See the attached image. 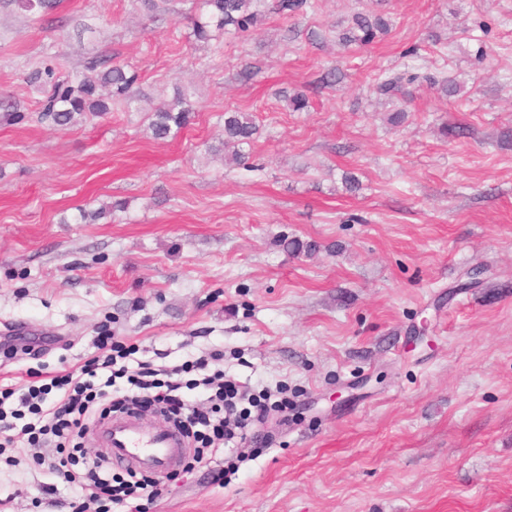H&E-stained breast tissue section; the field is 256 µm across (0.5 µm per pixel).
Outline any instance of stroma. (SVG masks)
Here are the masks:
<instances>
[{
	"label": "stroma",
	"instance_id": "obj_1",
	"mask_svg": "<svg viewBox=\"0 0 512 512\" xmlns=\"http://www.w3.org/2000/svg\"><path fill=\"white\" fill-rule=\"evenodd\" d=\"M311 2L204 43L201 0L154 18L59 0L36 21L0 0V102L24 112L0 121V334L43 340L0 353V391L83 365L105 332L157 366L220 350L226 377L287 384L290 405L236 469L213 454L142 512H512V0ZM358 12L389 32L341 44ZM94 54L137 73L131 106L40 121L27 73ZM411 66L435 84L377 95ZM179 88L193 121L153 139ZM227 111L257 128L241 163ZM49 453L18 430L0 445V512H98Z\"/></svg>",
	"mask_w": 512,
	"mask_h": 512
}]
</instances>
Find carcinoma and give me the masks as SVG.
Masks as SVG:
<instances>
[{
	"instance_id": "1",
	"label": "carcinoma",
	"mask_w": 512,
	"mask_h": 512,
	"mask_svg": "<svg viewBox=\"0 0 512 512\" xmlns=\"http://www.w3.org/2000/svg\"><path fill=\"white\" fill-rule=\"evenodd\" d=\"M15 6L34 16L50 11L55 0H12ZM206 14L193 22V35L200 42H207L214 33H246L255 28L261 14L255 9L254 0H203ZM308 0H275L273 12L288 16L302 11ZM388 31L385 20L376 14L356 13L351 25L342 33L346 43H372L380 34ZM88 74L81 78L61 77L56 68L48 63L35 68L27 75V81L44 91L38 102L40 120L66 128L79 122L88 112L105 115L110 112L106 99L112 102L131 103L130 90L137 81V74L121 66L109 65L103 55H92L85 61ZM418 75H395L382 80L377 92L392 96L399 92L404 81L413 82ZM193 112L192 104L184 93L178 92L163 107L153 113L149 129L153 138L168 137L172 130L186 127ZM256 127L250 115L244 112L224 113V144H250Z\"/></svg>"
}]
</instances>
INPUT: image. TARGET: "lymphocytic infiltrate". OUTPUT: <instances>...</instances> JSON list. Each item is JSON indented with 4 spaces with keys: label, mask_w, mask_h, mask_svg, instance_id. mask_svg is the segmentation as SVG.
<instances>
[{
    "label": "lymphocytic infiltrate",
    "mask_w": 512,
    "mask_h": 512,
    "mask_svg": "<svg viewBox=\"0 0 512 512\" xmlns=\"http://www.w3.org/2000/svg\"><path fill=\"white\" fill-rule=\"evenodd\" d=\"M103 355L93 357L78 369L52 378L50 386H21L13 389L19 407L12 414L0 411V433L11 431V418L20 417L22 410H29L39 419L38 425H25V432L53 436L63 455L47 459L49 473L66 482H87L97 492L109 494L113 504L125 507L138 498L141 491L154 490L156 483L150 476L126 471L105 480V472L112 463L106 455L90 454L77 434L85 432L90 424L108 416L120 407L129 411L150 409L172 421L183 434L193 435L202 449L196 452L195 462H202L204 452L220 448L244 434L249 426L262 422L271 408H286L287 399L273 400L271 392L249 397L242 396L234 381L225 379L223 371H208L206 360L184 361L170 369L160 371L150 363L138 362L136 369H129L127 361L136 354L135 345L120 340L100 341ZM191 375V388H203L210 405V415H203L192 400L181 397L182 375ZM127 379L130 391L117 393L114 385L118 379ZM57 388L56 399H49L50 388ZM248 399L249 410H241L238 402Z\"/></svg>",
    "instance_id": "1"
}]
</instances>
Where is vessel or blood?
Instances as JSON below:
<instances>
[{"instance_id":"vessel-or-blood-1","label":"vessel or blood","mask_w":512,"mask_h":512,"mask_svg":"<svg viewBox=\"0 0 512 512\" xmlns=\"http://www.w3.org/2000/svg\"><path fill=\"white\" fill-rule=\"evenodd\" d=\"M109 440L113 464L153 473L173 469L184 451L176 433L154 428L145 430L132 421L113 426Z\"/></svg>"}]
</instances>
